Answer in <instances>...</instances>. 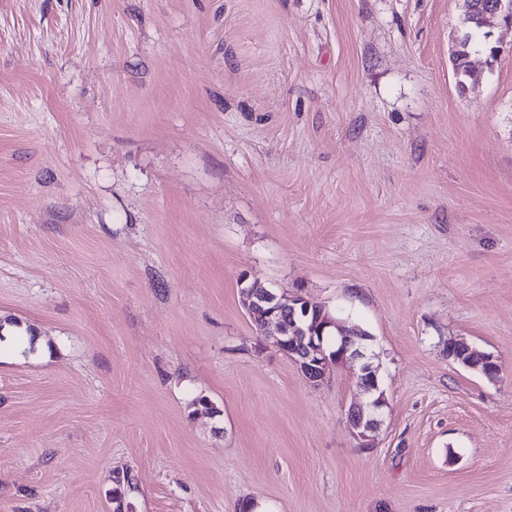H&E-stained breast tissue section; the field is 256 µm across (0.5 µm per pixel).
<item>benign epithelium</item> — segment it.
Wrapping results in <instances>:
<instances>
[{
  "label": "benign epithelium",
  "instance_id": "1",
  "mask_svg": "<svg viewBox=\"0 0 512 512\" xmlns=\"http://www.w3.org/2000/svg\"><path fill=\"white\" fill-rule=\"evenodd\" d=\"M490 22L494 29L502 24L512 27V0H497ZM248 297L247 313L263 318L265 338L278 349L288 345L292 360L309 381H323L337 364L351 366L363 399L350 407L349 421L354 436L362 446H368L370 433L381 425V409L386 405L383 398H371L379 388L378 368L367 357L371 337L337 321L322 304L308 300L303 313L292 309L282 314L268 293L253 288ZM448 359L490 381L501 372L497 357L477 350L464 337L448 340Z\"/></svg>",
  "mask_w": 512,
  "mask_h": 512
}]
</instances>
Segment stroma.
<instances>
[{"label": "stroma", "mask_w": 512, "mask_h": 512, "mask_svg": "<svg viewBox=\"0 0 512 512\" xmlns=\"http://www.w3.org/2000/svg\"><path fill=\"white\" fill-rule=\"evenodd\" d=\"M463 27L462 0H0V323L41 341L0 343V512H512V29L461 87ZM244 278L371 335L370 447L355 377L308 381ZM448 358L490 381L496 380L501 372L497 357L491 353L477 350L463 337L448 340Z\"/></svg>", "instance_id": "obj_1"}]
</instances>
